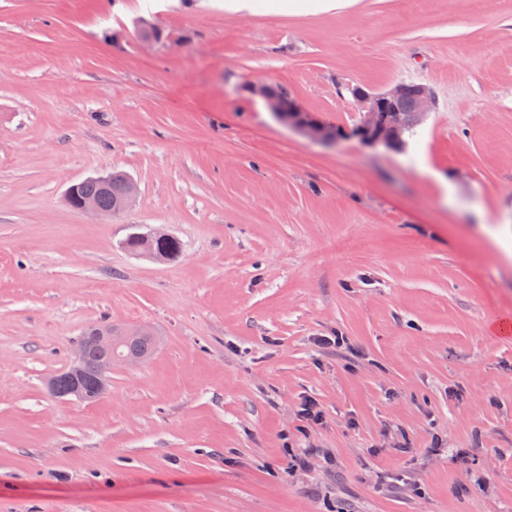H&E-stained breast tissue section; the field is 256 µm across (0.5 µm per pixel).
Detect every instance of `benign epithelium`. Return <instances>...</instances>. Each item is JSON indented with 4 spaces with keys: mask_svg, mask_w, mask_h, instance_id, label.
I'll return each mask as SVG.
<instances>
[{
    "mask_svg": "<svg viewBox=\"0 0 512 512\" xmlns=\"http://www.w3.org/2000/svg\"><path fill=\"white\" fill-rule=\"evenodd\" d=\"M244 91L250 96L262 100L269 112L281 122L299 128L320 140L334 142L336 139L349 134L368 146L390 151L405 149V136L411 125L422 123L435 105V96L432 89L427 85L418 86L412 106L414 121L410 122L396 107V103L403 92V84H396L385 91L360 88L352 93V97L357 104L359 118L354 127L346 131L315 116L296 98L290 97L286 101L282 100L278 95L277 88L270 83L250 82L244 86ZM80 186L81 183L74 182L67 188L65 192L67 204L76 211L92 212L99 215L105 213L112 215L123 211L132 204L138 193L137 185L133 179L128 176L125 177L124 193L121 200L115 206L105 210L100 206L97 198L79 195ZM133 237L139 240L142 253L164 261L166 257L156 254L152 249V244L156 241L172 239L174 235L162 227H157L145 233H135ZM148 334H150V329L141 326L131 330L128 336ZM126 337L114 336L110 333L106 335L96 333L86 337L85 340L77 343L69 365V374L74 378L79 374L85 359L86 344L89 342L97 344L101 351V360L97 366L98 388L96 394L104 393L112 366L118 363L125 365L139 363V359L134 356L116 353V345L126 340Z\"/></svg>",
    "mask_w": 512,
    "mask_h": 512,
    "instance_id": "obj_1",
    "label": "benign epithelium"
}]
</instances>
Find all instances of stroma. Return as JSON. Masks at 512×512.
I'll list each match as a JSON object with an SVG mask.
<instances>
[{
    "instance_id": "35a3bbf8",
    "label": "stroma",
    "mask_w": 512,
    "mask_h": 512,
    "mask_svg": "<svg viewBox=\"0 0 512 512\" xmlns=\"http://www.w3.org/2000/svg\"><path fill=\"white\" fill-rule=\"evenodd\" d=\"M224 2L0 0V512H512V0ZM253 81L343 129L342 83L435 106L394 153ZM115 169L132 206L67 205ZM158 225L175 260L121 248ZM108 323L155 354L56 397Z\"/></svg>"
}]
</instances>
